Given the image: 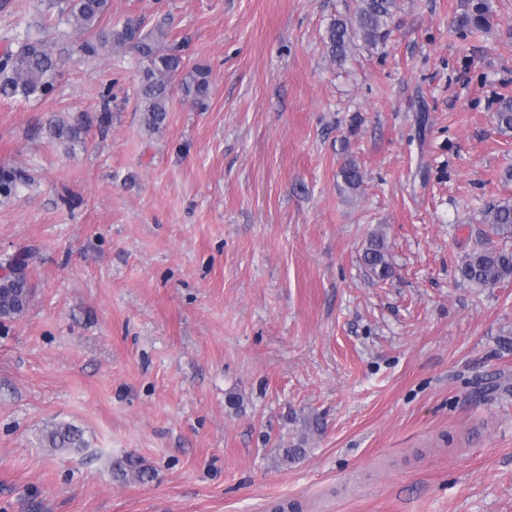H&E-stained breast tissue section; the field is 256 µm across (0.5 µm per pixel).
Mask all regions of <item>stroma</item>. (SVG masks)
Masks as SVG:
<instances>
[{
  "label": "stroma",
  "mask_w": 512,
  "mask_h": 512,
  "mask_svg": "<svg viewBox=\"0 0 512 512\" xmlns=\"http://www.w3.org/2000/svg\"><path fill=\"white\" fill-rule=\"evenodd\" d=\"M487 3L477 30L471 0H398L339 62L354 0H109L103 26L211 70L150 132L136 51L0 0V51L33 23L69 50L46 98L0 96V169L29 181L0 256L31 251L34 288L0 322V512H512V281L460 274L512 202V0ZM52 423L85 448L51 453ZM130 452L150 480L115 476ZM397 0H356L351 17L338 16L327 29L326 45L331 56L343 60L354 40L369 46L384 44ZM86 132L87 127L82 122L71 123L63 119L50 122L48 127L51 138L71 144L83 142ZM361 260L372 279L385 280L393 275L388 247L382 234L372 235L369 238Z\"/></svg>",
  "instance_id": "obj_1"
}]
</instances>
